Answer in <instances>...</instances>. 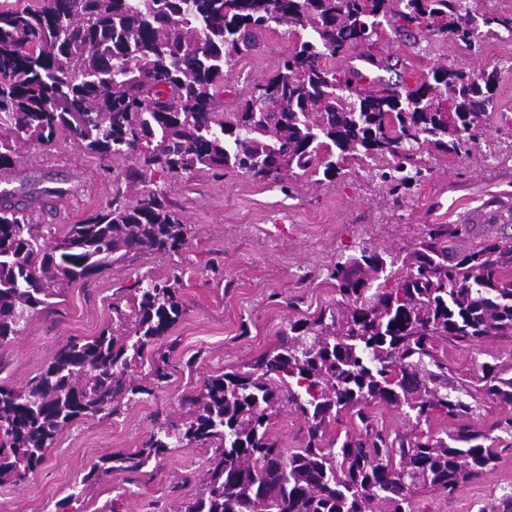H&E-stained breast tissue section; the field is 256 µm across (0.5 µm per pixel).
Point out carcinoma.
<instances>
[{"instance_id":"cac0c4a2","label":"carcinoma","mask_w":512,"mask_h":512,"mask_svg":"<svg viewBox=\"0 0 512 512\" xmlns=\"http://www.w3.org/2000/svg\"><path fill=\"white\" fill-rule=\"evenodd\" d=\"M445 35L480 52L512 35V12L476 14L470 0H41L0 10V170L23 143L63 134L103 160L134 162L123 191L61 236L44 234L0 191V345L63 287L96 276L132 251H178L190 233L154 175L201 170L283 182L301 171L334 183L357 164L404 199L426 177L423 150L469 154L494 107L497 73L441 65L408 84H364L354 66L390 59L368 48L382 24ZM283 27L294 41L273 75L220 110L235 64ZM453 120H448V114ZM467 224H434L405 255L364 242L327 269L340 299L290 317L269 351L247 369L211 376L181 398L183 415L161 422L141 447L110 454L86 481L139 474L175 449L203 446L204 489L171 512H414L417 493L452 495L490 469L512 439V416L474 422L486 400L512 408V360L458 376L439 344L480 350L512 337V243L487 240L448 255ZM392 268L394 278L379 282ZM180 276L138 289L125 329L66 341L23 387L0 385V486L21 482L77 420L105 418L149 390L126 379L132 361L182 315ZM169 355L148 375L168 378ZM288 406L303 419L285 449L273 418ZM414 420L388 431L379 407ZM448 423L432 429L436 417ZM345 423L332 435L329 426Z\"/></svg>"}]
</instances>
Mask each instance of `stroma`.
I'll use <instances>...</instances> for the list:
<instances>
[{"label": "stroma", "instance_id": "stroma-1", "mask_svg": "<svg viewBox=\"0 0 512 512\" xmlns=\"http://www.w3.org/2000/svg\"><path fill=\"white\" fill-rule=\"evenodd\" d=\"M292 43L283 30L265 34L261 47L234 66L223 97L225 111L268 78ZM381 56L416 70L441 64L470 72L497 70V103L470 154L423 153L429 180L394 202L364 171L347 170L332 184L300 176L291 183L257 181L199 171L159 179L172 208L191 227L177 252L137 251L103 273L65 287L57 303L41 308L21 336L0 346V383L24 385L72 337H93L112 325V305L129 306L139 284L179 272L183 314L164 338L169 377L109 418L80 420L62 432L45 460L16 485L0 486V512H167L202 491L208 451L175 450L133 475L114 472L92 484L83 479L100 457L141 447L156 416L181 415L182 396L206 378L239 370L272 349L294 315L310 316L336 300L327 268L356 254L362 240L396 252L412 249L432 224H467L469 236L450 251L492 238L512 240V40L493 39L477 55L449 37L424 39L384 28L374 47ZM22 178L57 182L69 193L55 208L31 213L35 224L64 227L112 197L125 158L100 161L71 140L26 145L16 163ZM512 352V339H487L481 351L449 348L456 373ZM512 494V450L495 467L452 496H416V512H499Z\"/></svg>", "mask_w": 512, "mask_h": 512}]
</instances>
